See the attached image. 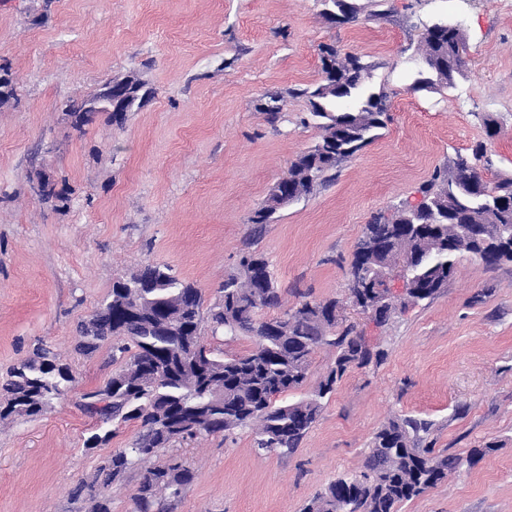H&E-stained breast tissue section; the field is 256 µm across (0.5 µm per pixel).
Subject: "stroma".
<instances>
[{"mask_svg":"<svg viewBox=\"0 0 512 512\" xmlns=\"http://www.w3.org/2000/svg\"><path fill=\"white\" fill-rule=\"evenodd\" d=\"M332 26L320 0H0V65L16 97L0 107V377L40 342L75 382L35 418L0 419V512H93L84 486L137 425L86 449L97 421L84 392L116 371L112 345L76 354L75 328L141 266L171 267L221 298L244 252L270 263L281 306L333 299L382 358L349 369L291 453H257L249 430L176 441L102 489L132 512L147 470L182 460L193 480L167 512H303L340 475L363 469L389 419L430 422L426 447L461 465L400 512H512V262L461 254L447 288L379 325L349 300L365 224L417 202L435 169L485 143L489 185L512 179V5L499 0H354ZM464 33L454 87L416 88L418 44L436 22ZM361 56L369 90L390 96L379 137L334 182L253 231L248 219L321 130L299 89L319 81V47ZM133 75L148 102L75 129L60 106ZM276 94L282 109L260 108ZM499 133L487 137L486 122ZM50 179L60 199L37 190Z\"/></svg>","mask_w":512,"mask_h":512,"instance_id":"1","label":"stroma"}]
</instances>
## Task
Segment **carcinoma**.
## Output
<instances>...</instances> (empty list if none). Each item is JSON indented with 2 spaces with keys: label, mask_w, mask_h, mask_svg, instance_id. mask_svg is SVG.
I'll use <instances>...</instances> for the list:
<instances>
[{
  "label": "carcinoma",
  "mask_w": 512,
  "mask_h": 512,
  "mask_svg": "<svg viewBox=\"0 0 512 512\" xmlns=\"http://www.w3.org/2000/svg\"><path fill=\"white\" fill-rule=\"evenodd\" d=\"M420 43L424 71L417 84L452 85L463 65L461 29L435 23ZM319 52L321 79L300 95L308 99L322 135L291 162L282 178L290 197H305L334 180L339 163L370 144L388 119L390 96L384 90L364 92L369 72L360 57L342 55L330 44L320 46ZM348 99L357 105L336 111V102ZM63 111L77 129L92 117L74 101ZM485 156V145L479 143L471 155L458 157L452 170H435L419 188L431 202L445 198V211L422 205L408 212L403 202L374 216L356 244L351 281L358 279L363 266L389 262L417 284L423 300L446 287L457 255L471 253L462 241L448 248V238L457 236L460 226L478 236L496 225L512 224V179L487 194ZM240 266L243 272L224 279L221 299L207 309L201 291L165 266L148 264L135 278L117 281L112 305L102 304L76 327L78 353L90 355L111 340L112 357L120 363L103 386L83 393L82 409L96 415L103 426L138 424L136 448H166L186 437L245 427L252 429L260 453L297 448L336 383L351 367L368 364L372 351L353 328L336 331L337 303L331 300L305 301L261 318V310L280 307L279 289L263 257L248 253ZM208 325L232 339L250 336L254 347L240 356H217L202 341ZM324 345L336 347L338 355L318 389L297 402L277 403L279 396L303 385L313 354ZM54 363L56 355L41 345L15 365L0 383L6 394L0 416H37L64 396L74 377L65 364L49 371ZM430 428V422L411 416L389 421L375 433L364 469L330 483L305 512H398L403 503L435 487L461 464L456 455L430 456L420 448ZM145 459L132 450H115L97 477L108 486ZM192 479L190 469L177 461L151 469L132 497L134 512H152L163 496L181 497Z\"/></svg>",
  "instance_id": "1"
}]
</instances>
